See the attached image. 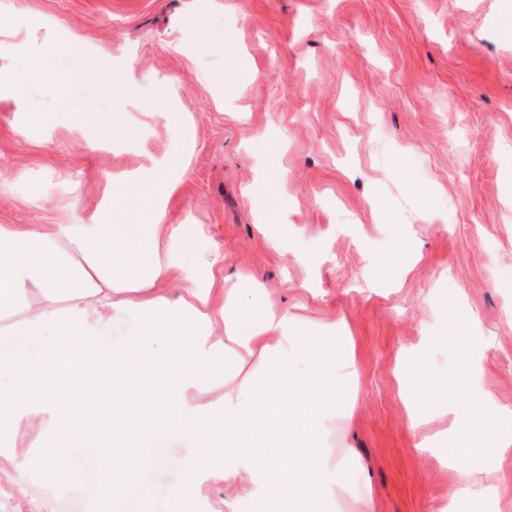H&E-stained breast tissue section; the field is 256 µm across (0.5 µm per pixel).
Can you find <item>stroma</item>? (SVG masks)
Returning <instances> with one entry per match:
<instances>
[{
    "mask_svg": "<svg viewBox=\"0 0 512 512\" xmlns=\"http://www.w3.org/2000/svg\"><path fill=\"white\" fill-rule=\"evenodd\" d=\"M512 0H0V224H89L113 182L174 164L169 224L196 239L189 265L247 301L268 298L309 333L347 327L351 398L327 428L351 475L322 512H448L464 400L492 395L512 425ZM65 44L86 54L62 52ZM66 79L56 91L44 73ZM24 83L16 96L12 80ZM286 205L271 247L258 213ZM407 261H391L395 242ZM479 337L461 363L454 335ZM467 369L468 394L412 427L418 378ZM156 437L142 478L156 496L112 512H263L268 489L187 473L193 442ZM0 466L29 498L0 512H82L100 444L24 433ZM64 456L69 481L44 483ZM512 453L472 472L475 512H512ZM193 492L171 503L173 486Z\"/></svg>",
    "mask_w": 512,
    "mask_h": 512,
    "instance_id": "stroma-1",
    "label": "stroma"
}]
</instances>
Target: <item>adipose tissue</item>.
Segmentation results:
<instances>
[{"instance_id":"adipose-tissue-1","label":"adipose tissue","mask_w":512,"mask_h":512,"mask_svg":"<svg viewBox=\"0 0 512 512\" xmlns=\"http://www.w3.org/2000/svg\"><path fill=\"white\" fill-rule=\"evenodd\" d=\"M164 175L112 185L119 212L92 224H0V439L19 430L64 442L104 433L124 440L125 480L100 466L89 496L99 512L129 496L151 455L139 422L179 439L188 421L208 427L187 470L232 480L233 455L252 449L253 473L288 497L271 512H300L327 493V467L342 459L323 446L326 423L338 418L347 358L334 336L290 333L276 303L244 305L209 268L188 267L194 242L183 225L164 223ZM178 279L185 294L171 299ZM252 365L260 381L225 391L218 408L193 403L214 371ZM112 389V404L91 398L90 386ZM483 401L461 409L456 453L472 466L512 452V437L488 438Z\"/></svg>"}]
</instances>
